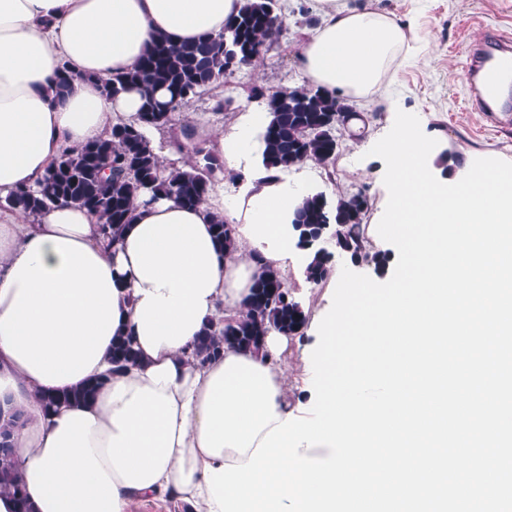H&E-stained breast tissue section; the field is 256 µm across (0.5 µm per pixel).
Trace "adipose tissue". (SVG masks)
Instances as JSON below:
<instances>
[{
  "mask_svg": "<svg viewBox=\"0 0 512 512\" xmlns=\"http://www.w3.org/2000/svg\"><path fill=\"white\" fill-rule=\"evenodd\" d=\"M321 21L301 43L307 82L346 100L382 96L408 54L404 25L366 0H317ZM242 0H0V196L35 186L63 151L141 112L137 90L106 96L160 34L176 42L220 32ZM68 78L59 81L57 69ZM265 112L214 138L226 171L255 151ZM303 183L267 177L236 196L214 184L187 208L141 193L113 241L76 205L39 217L0 211V402L17 411L14 468L33 512H130L137 501L174 512H221L205 466L248 463L296 410L293 337L273 331L260 351L225 348L198 364L204 326L240 314L261 267L285 274L299 253L293 211ZM237 245L225 255L213 216ZM131 336L139 362L114 373L112 339ZM87 404L46 412L41 398L100 376Z\"/></svg>",
  "mask_w": 512,
  "mask_h": 512,
  "instance_id": "adipose-tissue-1",
  "label": "adipose tissue"
}]
</instances>
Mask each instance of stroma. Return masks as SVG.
<instances>
[{
    "label": "stroma",
    "mask_w": 512,
    "mask_h": 512,
    "mask_svg": "<svg viewBox=\"0 0 512 512\" xmlns=\"http://www.w3.org/2000/svg\"><path fill=\"white\" fill-rule=\"evenodd\" d=\"M288 35L258 64L245 68L244 78H231L194 101L186 112L198 139L229 133L244 112L262 111L261 101L250 98L251 85L292 89L305 79L296 54L305 31L314 28L319 16L314 0H287ZM381 9L394 13L412 28V56L401 63L386 92L400 98L402 107L423 110L431 117L428 131L437 139L435 148L445 158L446 174L465 169L475 158H498L512 162V123L495 124L471 108L462 78L468 43L497 35L512 39V0H378ZM222 111H215L217 101ZM354 109L367 117L361 140L343 137L332 173L307 163L288 171L289 182H302L314 192L336 197L340 193L364 192L370 207L364 221L377 225L387 202V190L376 171L379 161L370 156L372 144L387 132L390 114L383 104L354 102ZM331 274L322 283L307 280L304 265L288 271V290L306 315H314L325 296L338 282L350 256L327 245Z\"/></svg>",
    "instance_id": "1"
}]
</instances>
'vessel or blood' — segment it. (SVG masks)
<instances>
[{"instance_id": "obj_1", "label": "vessel or blood", "mask_w": 512, "mask_h": 512, "mask_svg": "<svg viewBox=\"0 0 512 512\" xmlns=\"http://www.w3.org/2000/svg\"><path fill=\"white\" fill-rule=\"evenodd\" d=\"M463 79L475 110L495 123L512 120L499 100L501 89L512 84V44L495 39L471 45Z\"/></svg>"}]
</instances>
